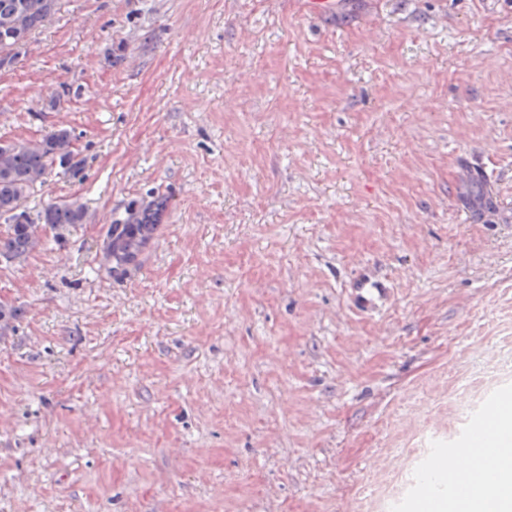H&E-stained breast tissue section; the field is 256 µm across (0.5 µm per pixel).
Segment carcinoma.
Segmentation results:
<instances>
[{
  "mask_svg": "<svg viewBox=\"0 0 512 512\" xmlns=\"http://www.w3.org/2000/svg\"><path fill=\"white\" fill-rule=\"evenodd\" d=\"M57 5L58 0H0V70L19 62L26 50L14 54L9 48L19 41L29 45L31 34L55 13ZM72 140L70 130L58 128L38 141L0 142V218L8 224L6 237L0 239V256H6V261H24L48 231L60 243L70 228L86 223L87 210L76 201L50 202L34 217L23 208L26 198L50 174L75 178L82 173ZM165 208L160 196L133 199L124 216L111 221L102 244V264L109 276L121 277L137 264L154 239Z\"/></svg>",
  "mask_w": 512,
  "mask_h": 512,
  "instance_id": "carcinoma-1",
  "label": "carcinoma"
}]
</instances>
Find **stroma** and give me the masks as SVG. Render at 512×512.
Returning a JSON list of instances; mask_svg holds the SVG:
<instances>
[{"label":"stroma","instance_id":"1","mask_svg":"<svg viewBox=\"0 0 512 512\" xmlns=\"http://www.w3.org/2000/svg\"><path fill=\"white\" fill-rule=\"evenodd\" d=\"M59 127L83 172L24 207L88 220L0 262V512H411L512 399V0H60L0 139ZM133 199L124 216L108 224L102 244V265L110 277H121L154 239L166 201L160 196ZM352 288H355L359 304L363 308L374 306L376 294L379 296L380 292L383 291L378 281H373L365 275L359 276L353 283Z\"/></svg>","mask_w":512,"mask_h":512}]
</instances>
